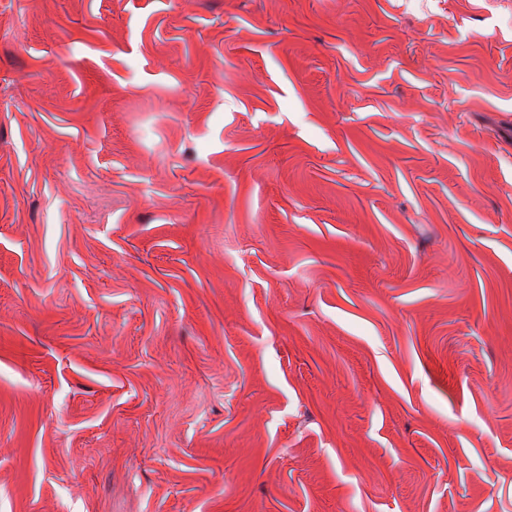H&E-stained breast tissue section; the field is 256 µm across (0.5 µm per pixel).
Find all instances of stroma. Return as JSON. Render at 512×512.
<instances>
[{
	"label": "stroma",
	"mask_w": 512,
	"mask_h": 512,
	"mask_svg": "<svg viewBox=\"0 0 512 512\" xmlns=\"http://www.w3.org/2000/svg\"><path fill=\"white\" fill-rule=\"evenodd\" d=\"M0 512H512V0H0Z\"/></svg>",
	"instance_id": "stroma-1"
}]
</instances>
